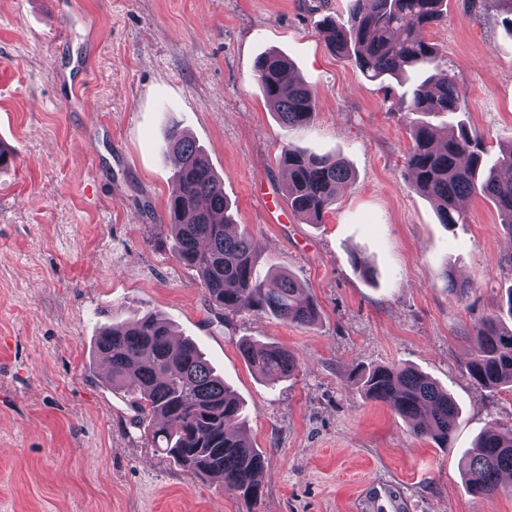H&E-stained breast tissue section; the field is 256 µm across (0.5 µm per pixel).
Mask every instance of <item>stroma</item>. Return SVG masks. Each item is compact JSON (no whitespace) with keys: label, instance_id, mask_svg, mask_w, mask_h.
I'll return each mask as SVG.
<instances>
[{"label":"stroma","instance_id":"obj_1","mask_svg":"<svg viewBox=\"0 0 512 512\" xmlns=\"http://www.w3.org/2000/svg\"><path fill=\"white\" fill-rule=\"evenodd\" d=\"M94 37L53 0H0V512H354L362 484L392 485L404 512H512V484L474 495L461 452L512 427V393L478 388L464 331L506 317L512 250L493 205L464 200L466 223H440L406 166L409 118L379 83L329 49L320 22L347 20L349 0H78ZM503 0H448L424 37L464 96L434 118L466 125L488 158L512 142V27ZM285 54L318 99L307 124H282L255 77L263 52ZM95 78L69 102L57 81L69 56ZM190 135L224 180L256 272L281 269L317 304L297 327L245 311L217 317L166 226L177 160L171 127ZM341 157L354 180L321 223L294 215L282 147ZM453 268L468 291L451 293ZM153 311L195 340L245 408L266 456L249 504L158 453L148 419L109 386L94 354L100 331ZM245 339L292 352L294 376L268 384L239 352ZM399 363L447 388L459 406L451 447L411 434L350 376Z\"/></svg>","mask_w":512,"mask_h":512}]
</instances>
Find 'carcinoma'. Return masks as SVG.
Masks as SVG:
<instances>
[{
	"mask_svg": "<svg viewBox=\"0 0 512 512\" xmlns=\"http://www.w3.org/2000/svg\"><path fill=\"white\" fill-rule=\"evenodd\" d=\"M446 17L447 0H351L347 23L330 16L323 23L331 33L333 52L351 59L366 79L384 83L391 110L422 115L410 123L406 165L414 189L435 202L441 223H465L459 200L480 196L494 204L500 224L512 235V142L501 147L489 166L482 140L465 127L439 143L427 121L461 110L462 94L454 77L423 36ZM409 71L418 79L402 94H392L385 81L401 84ZM289 74L288 58L279 51H268L255 62L257 81L278 119L287 125L306 124L317 112V98ZM167 146L179 157L167 203L174 253L197 271L209 305L225 314L255 311L301 327L315 324L316 304L289 273L274 271L262 280L255 276L252 242L244 233L228 231L234 220L224 181L203 151L177 128L169 131ZM279 161L288 174V208L309 223H319L338 189L353 180L342 159L299 146L284 147ZM466 335L476 340L466 362L473 383L512 393V328L496 317H484ZM172 336L170 325L152 312L104 329L95 351L108 361L106 380L126 390L131 406L150 419L153 447L244 501L257 502L265 456L251 443L240 399L194 341L175 343ZM240 353L268 382L289 377L297 368L294 356L273 344L247 341ZM351 380L366 399L403 419L415 436L450 447L459 410L435 380L400 364L364 368ZM462 469L470 492H498L502 477L512 475V428L484 432L466 450Z\"/></svg>",
	"mask_w": 512,
	"mask_h": 512,
	"instance_id": "1",
	"label": "carcinoma"
}]
</instances>
